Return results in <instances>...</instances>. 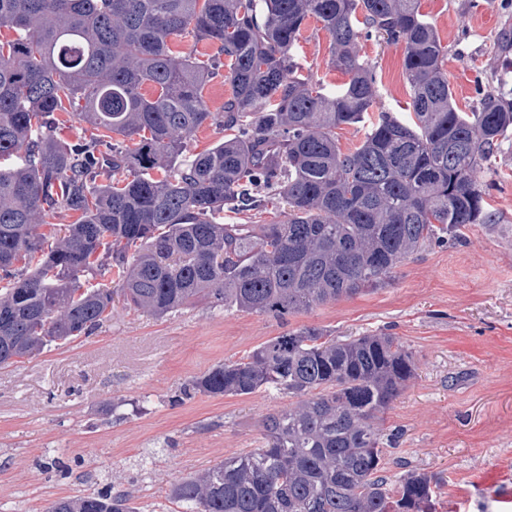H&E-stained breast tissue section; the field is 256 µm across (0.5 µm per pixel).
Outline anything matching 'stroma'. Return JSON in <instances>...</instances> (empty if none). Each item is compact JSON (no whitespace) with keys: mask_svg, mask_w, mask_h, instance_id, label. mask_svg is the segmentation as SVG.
Wrapping results in <instances>:
<instances>
[{"mask_svg":"<svg viewBox=\"0 0 512 512\" xmlns=\"http://www.w3.org/2000/svg\"><path fill=\"white\" fill-rule=\"evenodd\" d=\"M448 49L444 70L462 111L482 89L512 95V0H421ZM330 38L308 22L296 46L304 75L339 85ZM405 46L364 41L379 104L408 109ZM497 224L407 258L383 287L278 320L199 301L162 318L115 299L87 338L0 367V512H47L60 497L111 485L141 512H174L179 479L259 447L264 416L287 409L273 389L169 399L212 367L304 327L337 337L387 333L417 360L416 376L381 416L397 437L385 456L390 489L411 472L437 481L435 512H512V141L476 172Z\"/></svg>","mask_w":512,"mask_h":512,"instance_id":"35a3bbf8","label":"stroma"}]
</instances>
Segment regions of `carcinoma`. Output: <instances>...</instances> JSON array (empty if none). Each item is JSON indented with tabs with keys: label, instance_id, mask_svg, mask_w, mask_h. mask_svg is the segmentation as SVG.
<instances>
[{
	"label": "carcinoma",
	"instance_id": "obj_1",
	"mask_svg": "<svg viewBox=\"0 0 512 512\" xmlns=\"http://www.w3.org/2000/svg\"><path fill=\"white\" fill-rule=\"evenodd\" d=\"M311 19L347 76L334 91L300 74L294 47ZM2 31L0 159L15 163L0 167L1 367L90 337L116 292L158 317L210 298L284 320L494 223L474 172L512 138V98L485 91L476 111L456 107L420 0H0ZM374 32L405 43L407 120L375 111L378 75L361 55ZM190 33L211 63L173 49ZM218 77L230 95L213 112L204 89ZM76 108L95 133L57 139L58 113ZM365 121L343 151L336 129ZM205 125L224 140L186 155ZM275 196V220L224 223ZM62 213L76 220L48 245L39 229ZM95 266L116 270L117 288L76 287ZM416 370L395 336L319 328L213 367L170 403L262 388L298 401L264 418L259 447L182 478L168 500L179 512H433L428 474L390 493L393 439L376 424ZM47 512L135 510L109 486Z\"/></svg>",
	"mask_w": 512,
	"mask_h": 512
}]
</instances>
